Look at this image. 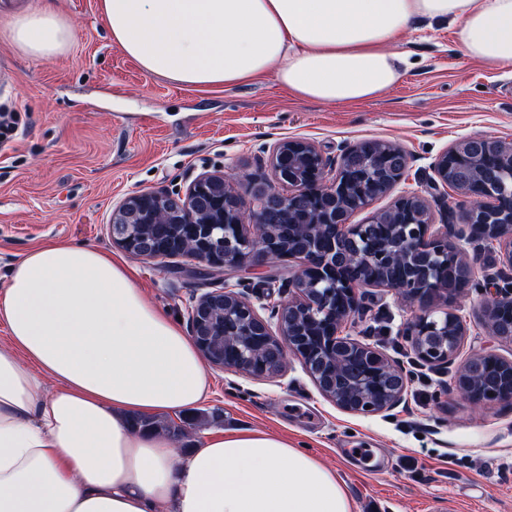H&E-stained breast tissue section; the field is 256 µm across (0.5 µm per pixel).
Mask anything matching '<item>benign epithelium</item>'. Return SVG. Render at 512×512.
Returning <instances> with one entry per match:
<instances>
[{"instance_id":"7a95c632","label":"benign epithelium","mask_w":512,"mask_h":512,"mask_svg":"<svg viewBox=\"0 0 512 512\" xmlns=\"http://www.w3.org/2000/svg\"><path fill=\"white\" fill-rule=\"evenodd\" d=\"M377 145L341 149L336 174L309 141L287 139L271 151L272 178L258 172L201 173L185 193L166 189L128 196L112 214V238L128 253L145 259L182 257L222 270L248 261L279 265L300 262L288 282L294 297L271 307L265 317L245 293L225 288L199 297L190 307L188 325L202 356L224 366V344L231 332L251 338L246 350L247 375L265 378L278 373L288 355L299 358L320 392L344 411L359 415L397 407L407 386L403 368L376 348L343 334L348 317L361 307L363 288H384L398 303L417 305L404 335L418 360L446 368L461 347L466 327L447 305L448 296L473 282L471 267L454 272L455 287L441 270L448 250L464 253L448 242V225L435 227L431 201L415 192L397 195L391 205L363 224L352 213L389 193L404 177L409 159L386 144L379 176L365 169V155ZM492 158L512 170V141L469 136L438 154L431 169L438 181L468 199L459 215L461 238L479 237L498 244L512 264V209L500 206L492 188L478 177L473 162ZM250 196L244 211L235 189ZM131 224H184L188 232L166 248L146 235L133 239ZM512 282L495 289L482 304L489 332L512 340ZM278 333H273L271 321ZM455 390L474 409L512 404V359L494 350L469 357L455 379Z\"/></svg>"}]
</instances>
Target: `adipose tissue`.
I'll return each mask as SVG.
<instances>
[{
	"label": "adipose tissue",
	"instance_id": "1",
	"mask_svg": "<svg viewBox=\"0 0 512 512\" xmlns=\"http://www.w3.org/2000/svg\"><path fill=\"white\" fill-rule=\"evenodd\" d=\"M112 40L142 69L227 88L274 73L325 104L380 97L392 44L417 20L456 24L465 54L512 65V0H102ZM49 60L72 43L50 0L0 19ZM0 512H353L345 484L287 438L208 433L179 452L147 427L204 399L195 342L148 299L132 264L56 241L14 262L0 290Z\"/></svg>",
	"mask_w": 512,
	"mask_h": 512
}]
</instances>
